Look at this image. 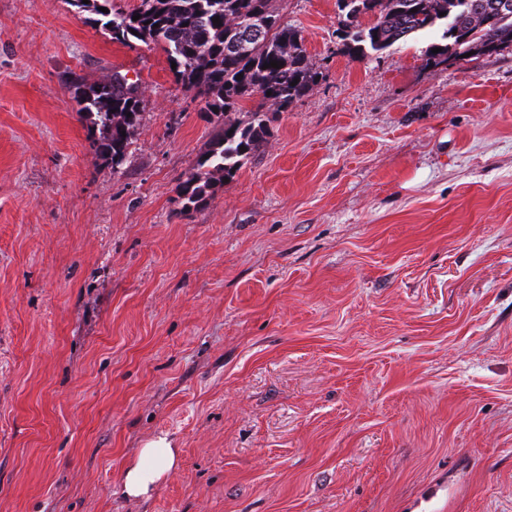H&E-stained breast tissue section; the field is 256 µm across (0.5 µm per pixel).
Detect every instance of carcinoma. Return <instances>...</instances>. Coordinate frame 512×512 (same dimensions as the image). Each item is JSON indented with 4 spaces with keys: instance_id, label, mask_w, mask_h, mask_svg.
<instances>
[{
    "instance_id": "obj_1",
    "label": "carcinoma",
    "mask_w": 512,
    "mask_h": 512,
    "mask_svg": "<svg viewBox=\"0 0 512 512\" xmlns=\"http://www.w3.org/2000/svg\"><path fill=\"white\" fill-rule=\"evenodd\" d=\"M96 15L92 23L112 41H138L163 49L174 74L205 99L206 110L224 123L211 149L180 184L184 208L204 203L218 190L214 180L234 176L240 161L266 141L264 112L244 102L260 95L276 111L285 110L317 84L299 30L282 22L272 0H140L134 10L115 9L113 0H65ZM503 0H338L342 32L356 56L383 51L412 35L442 28L440 40L425 51V65L436 67L471 51L491 56L512 43V7ZM105 7L108 12L100 11ZM493 21L485 23V15ZM138 15L140 19L133 20ZM370 15L374 22L361 23ZM217 17L220 23L212 18ZM440 52L434 53L432 49ZM276 60L283 66L263 68ZM242 78H237V75ZM80 112L103 130L98 154L120 163L136 128L140 106L128 85L111 76L86 84L71 79Z\"/></svg>"
}]
</instances>
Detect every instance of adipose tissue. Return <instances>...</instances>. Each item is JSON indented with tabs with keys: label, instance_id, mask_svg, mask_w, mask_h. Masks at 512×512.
<instances>
[{
	"label": "adipose tissue",
	"instance_id": "adipose-tissue-1",
	"mask_svg": "<svg viewBox=\"0 0 512 512\" xmlns=\"http://www.w3.org/2000/svg\"><path fill=\"white\" fill-rule=\"evenodd\" d=\"M177 464V449L167 436H157L139 449L137 459L124 470L121 477L123 494L130 499L150 498Z\"/></svg>",
	"mask_w": 512,
	"mask_h": 512
}]
</instances>
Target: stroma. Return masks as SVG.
Listing matches in <instances>:
<instances>
[{
  "label": "stroma",
  "mask_w": 512,
  "mask_h": 512,
  "mask_svg": "<svg viewBox=\"0 0 512 512\" xmlns=\"http://www.w3.org/2000/svg\"><path fill=\"white\" fill-rule=\"evenodd\" d=\"M275 6L318 83L186 211L219 122L165 53L0 0V512H512V46L353 57L336 0ZM115 71L116 166L66 83ZM178 464V448L167 435H159L139 448L137 459L121 477L123 494L130 499H148L167 473Z\"/></svg>",
  "instance_id": "obj_1"
}]
</instances>
